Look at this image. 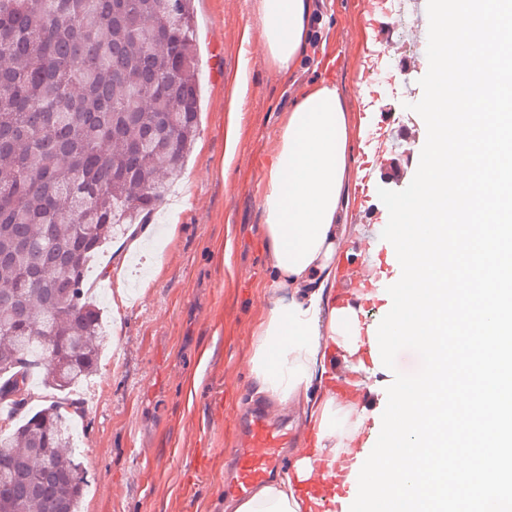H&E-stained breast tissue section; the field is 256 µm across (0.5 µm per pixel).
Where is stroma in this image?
<instances>
[{
  "label": "stroma",
  "instance_id": "stroma-1",
  "mask_svg": "<svg viewBox=\"0 0 512 512\" xmlns=\"http://www.w3.org/2000/svg\"><path fill=\"white\" fill-rule=\"evenodd\" d=\"M257 5L193 0L200 133L148 231L116 235L99 256L111 271L96 290L111 341L70 394L88 478L82 512H225L231 415L257 393L253 332L266 312L256 303L274 294L262 180L288 109L313 85H335L353 160L384 148L377 112L346 95L366 57L360 0H319L318 43L286 76L242 39L260 29Z\"/></svg>",
  "mask_w": 512,
  "mask_h": 512
}]
</instances>
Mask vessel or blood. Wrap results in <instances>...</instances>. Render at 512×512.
<instances>
[{
    "label": "vessel or blood",
    "mask_w": 512,
    "mask_h": 512,
    "mask_svg": "<svg viewBox=\"0 0 512 512\" xmlns=\"http://www.w3.org/2000/svg\"><path fill=\"white\" fill-rule=\"evenodd\" d=\"M365 40L370 45L367 65L349 87L356 101H364L371 82L383 85L375 102L383 123L393 136L387 149L360 165L361 183L369 185L374 178L407 187L412 181L414 155L424 138L415 118L405 112L408 102L418 99L419 79L428 70L427 0H362ZM374 222L365 206H357L354 214V238L349 248L360 253L359 261L343 260L336 282V305L361 312L375 306L381 288L380 269L384 257L370 235ZM331 378L326 389L344 394L349 390L350 374L342 357L330 362ZM236 447L232 454L233 477L226 494L250 495L266 483L272 472L286 469L288 461L281 453L289 439L288 420L275 405L255 403L238 412L234 418ZM366 460L363 452L337 458L326 473L311 471L304 493H311L321 483H329L337 498L348 495L352 481Z\"/></svg>",
    "instance_id": "1"
}]
</instances>
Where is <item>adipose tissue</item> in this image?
Instances as JSON below:
<instances>
[{
  "mask_svg": "<svg viewBox=\"0 0 512 512\" xmlns=\"http://www.w3.org/2000/svg\"><path fill=\"white\" fill-rule=\"evenodd\" d=\"M261 30L271 65L288 73L302 61L312 34V0H260ZM349 123L332 84L306 91L288 110L276 157L263 178L265 247L273 261L271 285L290 289L277 298L254 333L251 372L261 393L288 401L342 349L357 387L369 381L360 349V327L351 316L328 310L336 282L341 213L347 202ZM364 418L356 403L334 394L307 414L316 442L298 456L294 474L279 478L231 512H301L298 494L309 463L329 466L345 454Z\"/></svg>",
  "mask_w": 512,
  "mask_h": 512,
  "instance_id": "1",
  "label": "adipose tissue"
}]
</instances>
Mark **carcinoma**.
Instances as JSON below:
<instances>
[{"label":"carcinoma","mask_w":512,"mask_h":512,"mask_svg":"<svg viewBox=\"0 0 512 512\" xmlns=\"http://www.w3.org/2000/svg\"><path fill=\"white\" fill-rule=\"evenodd\" d=\"M150 18L152 26L129 20ZM190 0H0V404L65 393L107 333L89 262L145 224L198 130ZM0 512H80L67 402L0 430Z\"/></svg>","instance_id":"1"}]
</instances>
